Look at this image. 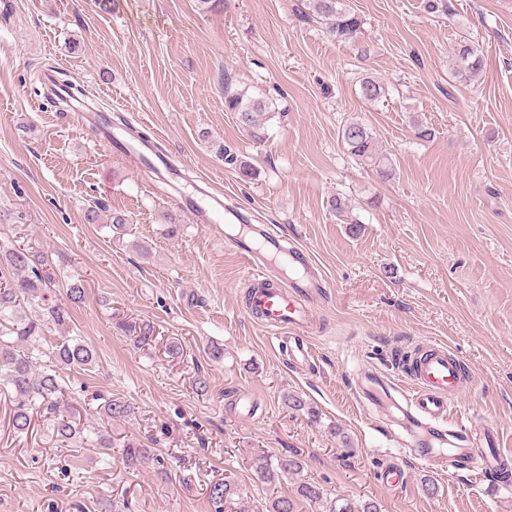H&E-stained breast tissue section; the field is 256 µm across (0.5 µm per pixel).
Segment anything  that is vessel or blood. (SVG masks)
I'll list each match as a JSON object with an SVG mask.
<instances>
[{"instance_id": "b4317fda", "label": "vessel or blood", "mask_w": 512, "mask_h": 512, "mask_svg": "<svg viewBox=\"0 0 512 512\" xmlns=\"http://www.w3.org/2000/svg\"><path fill=\"white\" fill-rule=\"evenodd\" d=\"M196 192V198L186 203L194 223L208 225L220 218L230 224L242 222V213L230 211L209 183L199 185ZM227 245L243 261L250 282L245 315L277 341L292 338L290 362H310L314 302L324 293L325 280L309 251L269 224L249 225L247 233ZM399 371L402 378L394 381L377 371L360 370L354 389L363 406L400 412L398 424L409 438L412 457L443 474L471 469L486 474L502 468L506 457L496 445L494 431L463 422L452 407L473 382L447 344L431 340L419 345Z\"/></svg>"}]
</instances>
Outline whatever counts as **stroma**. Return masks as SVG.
Returning <instances> with one entry per match:
<instances>
[{"instance_id": "stroma-1", "label": "stroma", "mask_w": 512, "mask_h": 512, "mask_svg": "<svg viewBox=\"0 0 512 512\" xmlns=\"http://www.w3.org/2000/svg\"><path fill=\"white\" fill-rule=\"evenodd\" d=\"M345 3L363 21L357 47L304 17L306 0H227L211 12L197 0H111L107 11L96 0H13L0 14V242L40 254L57 295L70 280L84 286L64 332L46 336L96 351L94 368L63 373L83 421H97L102 396L132 407L113 422L115 449L103 458L62 447L43 425L14 436L0 397V512H214L207 489L224 480L238 489L224 512H264L292 485L269 489L250 460L290 449L331 500L371 499L381 512H512V482L424 468L351 385L363 368L397 373L396 351L445 342L475 383L461 415L497 428L512 456V0ZM463 36L484 60L467 80L454 70ZM50 68L161 143L182 175L177 187L104 148L78 111L49 105L41 76ZM368 75L386 84L387 101L360 98ZM228 87L272 101L265 143L225 111ZM415 117L432 139L415 138ZM352 119L393 159L390 181L347 154L339 132ZM204 180L323 269L309 365L290 364L241 311L249 283L223 225L183 213L181 199ZM334 195L345 214L331 212ZM96 204L99 221L87 223ZM164 211L179 214L177 229L162 223ZM118 215L123 224H113ZM143 322L156 329L144 346L127 330ZM241 388L263 403L259 419L227 411ZM287 393L316 421L286 407ZM127 441L149 449L147 463H124ZM392 463L405 473L394 487L380 477Z\"/></svg>"}]
</instances>
